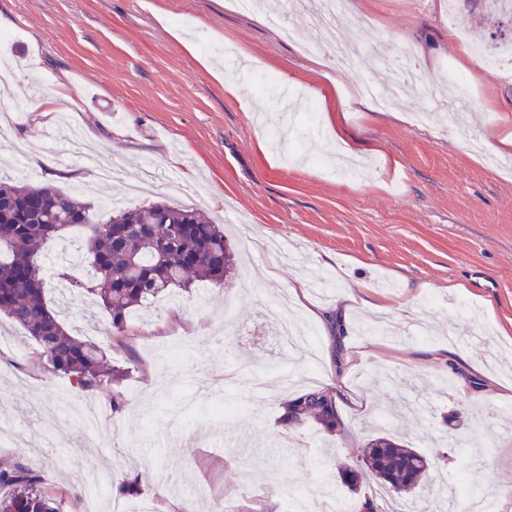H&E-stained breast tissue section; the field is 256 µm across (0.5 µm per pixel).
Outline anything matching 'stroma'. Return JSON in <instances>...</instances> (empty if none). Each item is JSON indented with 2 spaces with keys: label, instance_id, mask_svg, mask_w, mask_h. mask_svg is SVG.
<instances>
[{
  "label": "stroma",
  "instance_id": "1",
  "mask_svg": "<svg viewBox=\"0 0 512 512\" xmlns=\"http://www.w3.org/2000/svg\"><path fill=\"white\" fill-rule=\"evenodd\" d=\"M373 30L357 34L358 61L304 55L314 30L304 8L282 23L230 0H0L10 42L0 98L21 105L0 172L27 166L32 184H53L113 210L165 202L197 207L223 225L240 262L227 288L208 282L133 311L107 338L108 313L78 288L46 298L72 334L85 324L120 384L91 391L40 359L24 331L0 314V331L24 354L0 361V416L25 426L24 445H0V460L24 459L65 512L79 481L69 445L75 422L42 450L31 414L92 401L111 420L98 461L115 473L148 471L143 495L154 512H262L275 500L311 494L319 453L323 477L349 498L341 476L367 439L403 435L448 481L467 476L495 488L512 512V416L485 437L468 409L512 406V172L483 164L467 147L512 136V71L487 73L460 39H473L483 0H352ZM298 41L281 37L280 26ZM411 42L421 78L402 83L380 60L395 40ZM232 48L245 68L224 60ZM452 65L476 90L473 108L440 120L429 83ZM399 88L403 103L358 97L357 83ZM56 97L63 111L34 122L31 109ZM152 164L158 187L132 198L130 179ZM293 300L316 329L322 371L341 426L330 436L277 422L286 391L279 375L304 373L274 344L272 307L295 280ZM267 372L268 389L225 379L233 361ZM474 398H458L459 382ZM119 410H112L113 399ZM181 476L180 488L165 477Z\"/></svg>",
  "mask_w": 512,
  "mask_h": 512
}]
</instances>
